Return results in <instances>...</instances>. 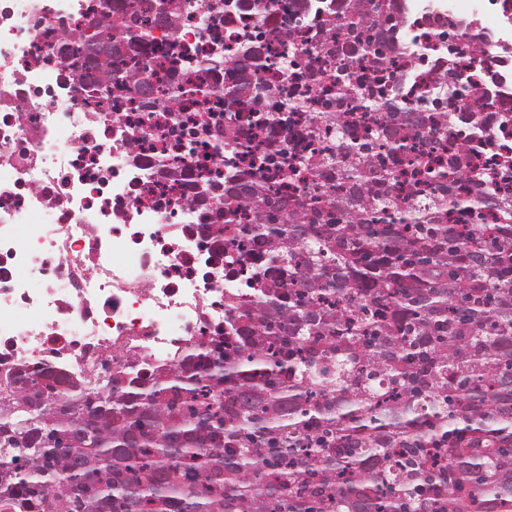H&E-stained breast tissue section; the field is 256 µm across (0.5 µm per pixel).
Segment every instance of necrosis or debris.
Wrapping results in <instances>:
<instances>
[{
    "label": "necrosis or debris",
    "mask_w": 512,
    "mask_h": 512,
    "mask_svg": "<svg viewBox=\"0 0 512 512\" xmlns=\"http://www.w3.org/2000/svg\"><path fill=\"white\" fill-rule=\"evenodd\" d=\"M98 21L84 0H0V377L64 357L101 388L127 358L174 361L204 325L223 322L225 294L243 286L225 278L220 256L197 273L192 213L153 207L166 117L131 160L132 128L105 121L89 88L71 81L57 35ZM446 59L430 39L397 55L417 71L408 105L437 93ZM41 212L52 223H33Z\"/></svg>",
    "instance_id": "obj_1"
}]
</instances>
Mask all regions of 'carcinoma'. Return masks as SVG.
Returning <instances> with one entry per match:
<instances>
[{
    "label": "carcinoma",
    "instance_id": "obj_1",
    "mask_svg": "<svg viewBox=\"0 0 512 512\" xmlns=\"http://www.w3.org/2000/svg\"><path fill=\"white\" fill-rule=\"evenodd\" d=\"M99 30L57 52L95 91L113 120L114 93L132 89L129 110L148 117L184 111L194 91L173 81L200 48L173 58L167 80L142 64L147 17L180 46L188 15L176 0H94ZM280 38L295 24L325 27L317 46L333 66L324 93L351 110L376 108L367 138H344V113L324 112L336 146L315 159L336 185L315 182L297 198L281 185L297 172L290 145L288 90L261 77L263 36L224 66L222 89L247 90L233 114L279 132L266 153L222 123L191 131L224 146L253 170H219L181 197L211 249L224 225L261 240L259 258L288 283L251 270L253 298L224 299V324L143 376L136 364L112 372L95 392L57 364L30 362L0 392V512H512V180L489 184L474 173L475 152L459 127L485 126L486 113L414 112L363 94L367 61L390 85L389 54L405 47L409 0H285ZM453 97L483 88L448 69ZM401 151L407 169L379 163ZM171 185L193 179L165 164ZM465 181L468 192L449 193ZM407 185L420 195L400 197ZM232 197L244 208L230 209ZM491 212L496 224H484ZM466 216L442 224L443 213Z\"/></svg>",
    "mask_w": 512,
    "mask_h": 512
}]
</instances>
